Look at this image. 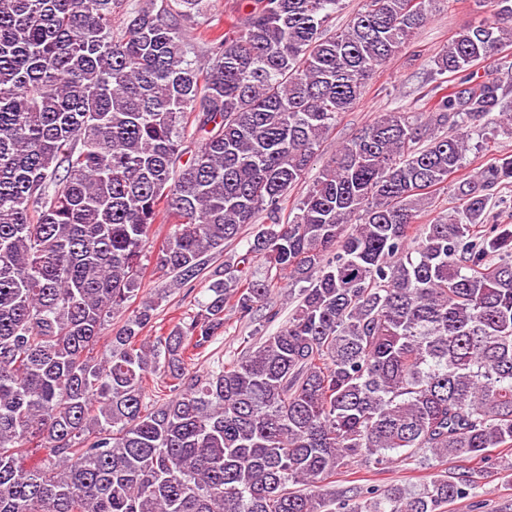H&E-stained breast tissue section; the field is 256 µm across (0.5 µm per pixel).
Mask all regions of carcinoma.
<instances>
[{"mask_svg":"<svg viewBox=\"0 0 512 512\" xmlns=\"http://www.w3.org/2000/svg\"><path fill=\"white\" fill-rule=\"evenodd\" d=\"M440 0H0V512H447L475 472L338 491L336 470L512 447V224L490 202L512 154L452 184L473 136L512 135V0L428 60L463 74L424 111L381 113L336 149L288 221L338 117ZM494 68L476 76L470 68ZM257 225L242 269L151 338L163 294ZM261 257L265 272L252 270ZM304 277L281 328L203 371L224 310L252 320ZM107 339V350L96 347ZM171 222L167 220L166 217L161 218L157 224L154 226V236L150 237L149 243L145 246V255L143 258V263L145 264L144 277L142 281V288L144 289L143 293L139 292L137 298L129 305V309L126 313L121 314L120 316H115L112 323H116L114 326L118 324L121 318L124 317V314H127L129 311L136 308L140 301L141 296L146 293H151L152 295L160 288L162 285V278L159 277L161 274L155 271V254L158 250V247L161 243L167 238L170 230Z\"/></svg>","mask_w":512,"mask_h":512,"instance_id":"carcinoma-1","label":"carcinoma"}]
</instances>
